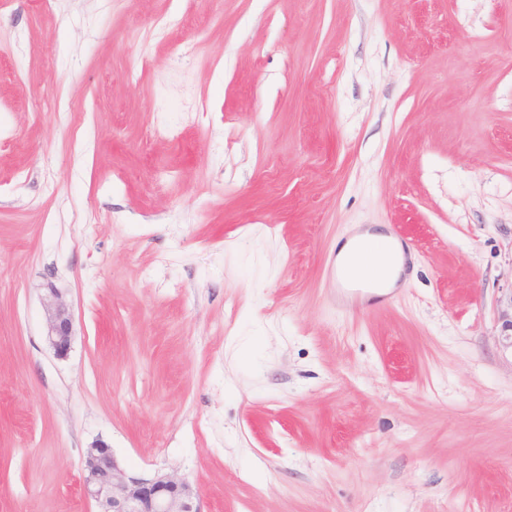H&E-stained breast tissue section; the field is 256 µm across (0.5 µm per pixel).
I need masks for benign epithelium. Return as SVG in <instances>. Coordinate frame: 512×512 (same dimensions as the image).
Wrapping results in <instances>:
<instances>
[{
  "mask_svg": "<svg viewBox=\"0 0 512 512\" xmlns=\"http://www.w3.org/2000/svg\"><path fill=\"white\" fill-rule=\"evenodd\" d=\"M47 341L54 353L67 355L72 340L73 314L60 291L50 288L42 296ZM499 344L512 351V293L498 300ZM82 492L95 501L98 512H202L195 488L178 473L136 474L124 467L111 448L99 441L88 448Z\"/></svg>",
  "mask_w": 512,
  "mask_h": 512,
  "instance_id": "obj_1",
  "label": "benign epithelium"
}]
</instances>
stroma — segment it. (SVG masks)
Instances as JSON below:
<instances>
[{"instance_id": "1", "label": "stroma", "mask_w": 512, "mask_h": 512, "mask_svg": "<svg viewBox=\"0 0 512 512\" xmlns=\"http://www.w3.org/2000/svg\"><path fill=\"white\" fill-rule=\"evenodd\" d=\"M359 229L412 259L348 308ZM511 289L512 0H0V512H97L98 440L202 512H512ZM42 305L47 325V341L54 353L67 355L72 340L73 314L70 305L56 288H48L42 296ZM500 333L499 344L505 350H510L512 354V289L510 294H504L498 300Z\"/></svg>"}]
</instances>
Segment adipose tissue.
Instances as JSON below:
<instances>
[{
    "mask_svg": "<svg viewBox=\"0 0 512 512\" xmlns=\"http://www.w3.org/2000/svg\"><path fill=\"white\" fill-rule=\"evenodd\" d=\"M337 263L351 280L374 278L381 288L393 287L403 267V254L390 236L365 232L354 235L336 254Z\"/></svg>",
    "mask_w": 512,
    "mask_h": 512,
    "instance_id": "obj_1",
    "label": "adipose tissue"
}]
</instances>
